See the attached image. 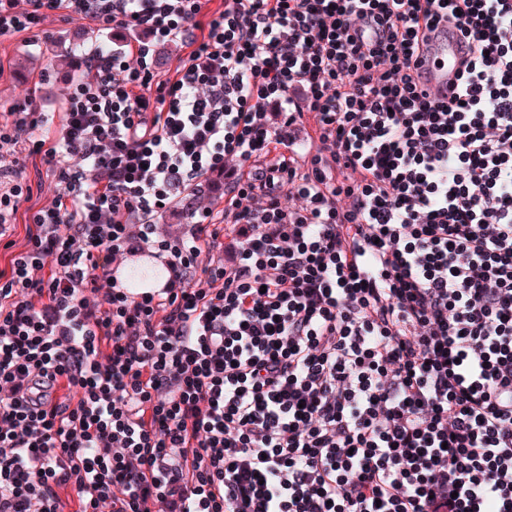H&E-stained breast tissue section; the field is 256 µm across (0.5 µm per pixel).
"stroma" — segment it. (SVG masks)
Listing matches in <instances>:
<instances>
[{
    "label": "stroma",
    "mask_w": 512,
    "mask_h": 512,
    "mask_svg": "<svg viewBox=\"0 0 512 512\" xmlns=\"http://www.w3.org/2000/svg\"><path fill=\"white\" fill-rule=\"evenodd\" d=\"M128 36L125 29L101 32L81 17L58 15L48 17L32 33L0 36V114L11 111L32 92L37 94L43 111H60L71 85L85 75L86 55ZM26 53L33 56L34 62L28 72L21 74L14 61ZM26 166L34 182V194L16 216L15 240L20 247L25 244L24 225L30 210L50 204L60 189L57 178L46 170L39 157H28Z\"/></svg>",
    "instance_id": "obj_1"
}]
</instances>
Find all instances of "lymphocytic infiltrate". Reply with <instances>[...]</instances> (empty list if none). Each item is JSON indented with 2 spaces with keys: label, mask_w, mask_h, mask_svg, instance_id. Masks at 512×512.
I'll use <instances>...</instances> for the list:
<instances>
[{
  "label": "lymphocytic infiltrate",
  "mask_w": 512,
  "mask_h": 512,
  "mask_svg": "<svg viewBox=\"0 0 512 512\" xmlns=\"http://www.w3.org/2000/svg\"><path fill=\"white\" fill-rule=\"evenodd\" d=\"M27 4L136 36L0 121V512H512V0ZM463 38L456 34L450 40L441 39L435 47L433 58L429 61L424 72V87L438 99H444L448 95V84L455 81L456 65L454 57L457 54L458 43ZM17 156L26 162L27 173L30 179L33 180L34 194L32 199L22 206L16 216L15 224L18 225L16 234L13 237L14 240H16V246L13 248L14 251H19L24 248L25 230L22 224H28V217L31 214L27 209L32 208L36 210L50 204L60 190L57 178L46 170V167L40 161V157H28L27 151ZM189 221L188 213L182 210L181 206H178L176 211L170 210L162 213V215L158 216L156 219L160 230L171 236L187 235L189 229L187 224H190L188 223ZM119 270L117 272V276L122 273L124 276L128 277L131 280L133 286H154L157 285L161 280L164 281L165 271L163 267L155 262L152 257H148L147 255H126L124 258H119L117 264H119ZM141 269H152L156 270L158 274L156 276H152L140 281H135L132 275V272L138 271Z\"/></svg>",
  "instance_id": "lymphocytic-infiltrate-1"
}]
</instances>
